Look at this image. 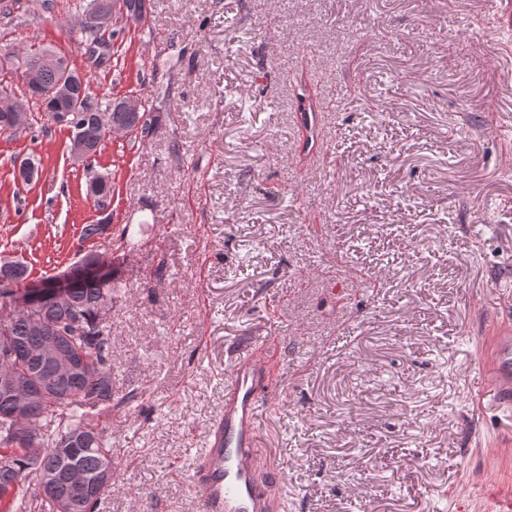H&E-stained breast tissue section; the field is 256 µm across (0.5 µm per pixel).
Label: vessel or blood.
I'll use <instances>...</instances> for the list:
<instances>
[{"mask_svg": "<svg viewBox=\"0 0 512 512\" xmlns=\"http://www.w3.org/2000/svg\"><path fill=\"white\" fill-rule=\"evenodd\" d=\"M276 340V334H269L230 357L224 412L207 424L204 446L190 469V487L201 512H280L279 469L264 461L258 444L259 415L277 405ZM489 370L499 405L511 411L512 333L493 338Z\"/></svg>", "mask_w": 512, "mask_h": 512, "instance_id": "obj_1", "label": "vessel or blood"}]
</instances>
